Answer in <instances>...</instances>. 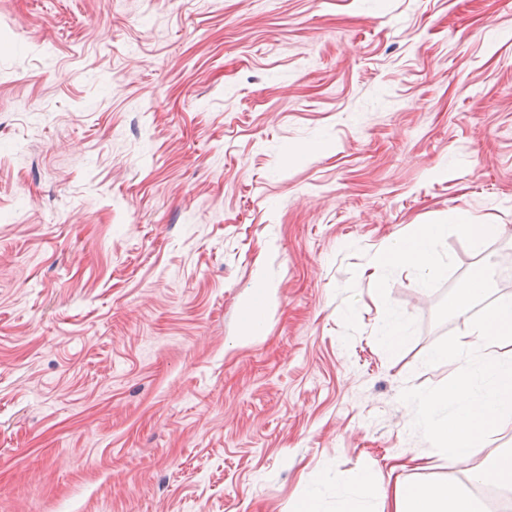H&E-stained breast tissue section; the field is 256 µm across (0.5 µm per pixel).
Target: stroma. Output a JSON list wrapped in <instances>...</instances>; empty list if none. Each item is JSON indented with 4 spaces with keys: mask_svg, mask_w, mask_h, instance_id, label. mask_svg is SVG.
<instances>
[{
    "mask_svg": "<svg viewBox=\"0 0 512 512\" xmlns=\"http://www.w3.org/2000/svg\"><path fill=\"white\" fill-rule=\"evenodd\" d=\"M451 211L501 231L382 263ZM505 248L512 0H0V512L480 498L400 395ZM441 226L448 227L447 224H413L406 236L383 255L384 263L417 267L430 273L436 272L439 263L433 251V242ZM487 290L483 276L476 273L469 277L463 288L456 289L455 301L451 307H454L458 313L464 314L472 302L486 295ZM270 289L258 287L247 300L245 311V335H253L263 324L264 311L270 301ZM378 495L373 481L363 479L359 481L351 493L342 503L341 512H368L365 510L366 503Z\"/></svg>",
    "mask_w": 512,
    "mask_h": 512,
    "instance_id": "35a3bbf8",
    "label": "stroma"
}]
</instances>
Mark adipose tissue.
I'll return each mask as SVG.
<instances>
[{"label": "adipose tissue", "mask_w": 512, "mask_h": 512, "mask_svg": "<svg viewBox=\"0 0 512 512\" xmlns=\"http://www.w3.org/2000/svg\"><path fill=\"white\" fill-rule=\"evenodd\" d=\"M437 234V226L412 225L406 236L384 254V263L436 272L439 263L433 251V242ZM382 498L381 512H479L476 501L449 490L444 484H426L406 489L398 486L392 494Z\"/></svg>", "instance_id": "obj_1"}]
</instances>
